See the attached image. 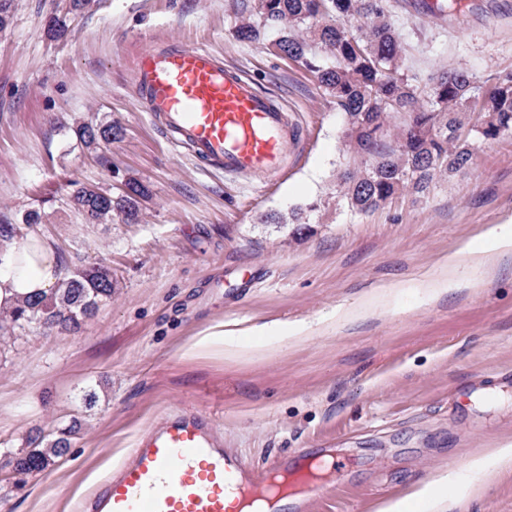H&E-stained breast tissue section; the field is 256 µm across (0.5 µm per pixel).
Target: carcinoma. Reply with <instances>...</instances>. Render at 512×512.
<instances>
[{"label": "carcinoma", "mask_w": 512, "mask_h": 512, "mask_svg": "<svg viewBox=\"0 0 512 512\" xmlns=\"http://www.w3.org/2000/svg\"><path fill=\"white\" fill-rule=\"evenodd\" d=\"M399 7L395 0H258L257 19L238 27L239 36L252 39L259 26L277 23L285 35L280 52L301 61L335 100L336 107L357 126L355 143L344 142L348 158L340 173L339 202L361 213L404 193L425 195L439 177L466 168L472 159V135L494 140L512 132V72L479 85L463 67L441 70L420 87L405 73V49L390 21ZM463 0H438L434 16L458 18ZM359 22L351 29L347 23ZM470 112L479 116L472 135L460 132ZM400 129L396 146L383 148L375 133L383 126ZM77 135L88 148L112 142L110 123L83 125ZM145 187L128 184L120 198L96 185L75 183L71 206L91 224H105L112 213L127 222L138 217L137 198ZM114 280L105 267H77L48 295L26 299L7 315L0 329L14 331L29 325H51L74 331L83 320L112 299ZM76 425L30 441L32 447L3 455L19 473L46 471L68 456Z\"/></svg>", "instance_id": "carcinoma-1"}]
</instances>
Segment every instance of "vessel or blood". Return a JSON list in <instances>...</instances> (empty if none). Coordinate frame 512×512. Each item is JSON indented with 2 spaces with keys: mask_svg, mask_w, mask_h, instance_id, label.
I'll list each match as a JSON object with an SVG mask.
<instances>
[{
  "mask_svg": "<svg viewBox=\"0 0 512 512\" xmlns=\"http://www.w3.org/2000/svg\"><path fill=\"white\" fill-rule=\"evenodd\" d=\"M138 98L173 149L205 169L278 175L295 135L288 115L252 80L202 46L167 44L137 62ZM257 488L237 457L219 448L199 410L144 435L79 512H244Z\"/></svg>",
  "mask_w": 512,
  "mask_h": 512,
  "instance_id": "obj_1",
  "label": "vessel or blood"
}]
</instances>
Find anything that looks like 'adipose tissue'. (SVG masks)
Here are the masks:
<instances>
[{
    "mask_svg": "<svg viewBox=\"0 0 512 512\" xmlns=\"http://www.w3.org/2000/svg\"><path fill=\"white\" fill-rule=\"evenodd\" d=\"M63 278L62 263L49 241L32 235L18 243L0 235V312L12 310L23 299L49 294ZM451 482L450 475H438L413 497L388 502L380 512H408L414 501L427 512H442Z\"/></svg>",
    "mask_w": 512,
    "mask_h": 512,
    "instance_id": "adipose-tissue-1",
    "label": "adipose tissue"
}]
</instances>
